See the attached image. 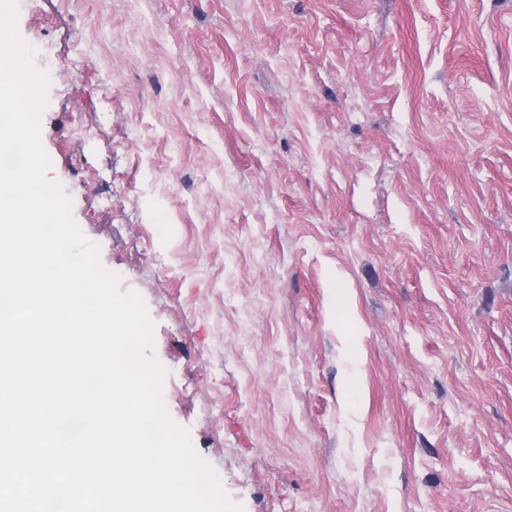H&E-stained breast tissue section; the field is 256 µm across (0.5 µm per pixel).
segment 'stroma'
<instances>
[{"label": "stroma", "mask_w": 512, "mask_h": 512, "mask_svg": "<svg viewBox=\"0 0 512 512\" xmlns=\"http://www.w3.org/2000/svg\"><path fill=\"white\" fill-rule=\"evenodd\" d=\"M16 6L47 177L229 499L512 512V0Z\"/></svg>", "instance_id": "1"}]
</instances>
